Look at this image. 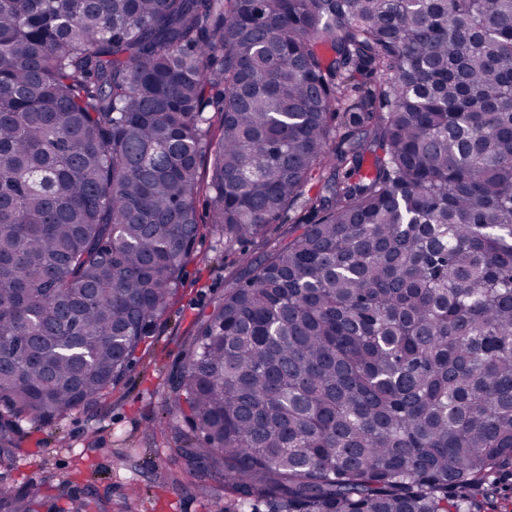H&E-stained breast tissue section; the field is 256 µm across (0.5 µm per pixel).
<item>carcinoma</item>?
I'll return each mask as SVG.
<instances>
[{
	"mask_svg": "<svg viewBox=\"0 0 512 512\" xmlns=\"http://www.w3.org/2000/svg\"><path fill=\"white\" fill-rule=\"evenodd\" d=\"M203 194L229 245L307 216L169 380L199 492L480 512L512 463V0H0V449L124 380Z\"/></svg>",
	"mask_w": 512,
	"mask_h": 512,
	"instance_id": "cac0c4a2",
	"label": "carcinoma"
}]
</instances>
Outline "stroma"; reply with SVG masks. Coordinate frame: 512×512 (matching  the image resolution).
<instances>
[{"mask_svg": "<svg viewBox=\"0 0 512 512\" xmlns=\"http://www.w3.org/2000/svg\"><path fill=\"white\" fill-rule=\"evenodd\" d=\"M196 213L203 230L183 284L125 379L97 404L60 420L38 429L21 423L11 460L0 463V490L38 486L49 495L59 486L77 495L91 490L107 500V512H215L219 507L240 512L220 477L209 480L213 499L199 497L174 439L157 431L166 415V382L180 364L196 318L222 298L241 258L260 256L249 244L225 246L219 229L208 223L207 197L197 200Z\"/></svg>", "mask_w": 512, "mask_h": 512, "instance_id": "1", "label": "stroma"}]
</instances>
